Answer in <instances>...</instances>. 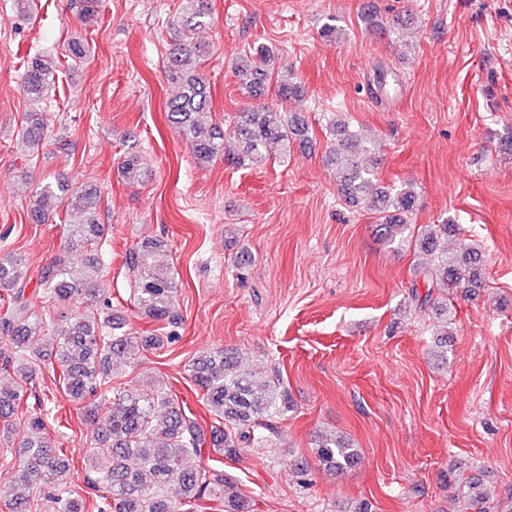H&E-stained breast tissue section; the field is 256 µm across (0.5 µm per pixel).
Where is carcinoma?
<instances>
[{
  "instance_id": "cac0c4a2",
  "label": "carcinoma",
  "mask_w": 512,
  "mask_h": 512,
  "mask_svg": "<svg viewBox=\"0 0 512 512\" xmlns=\"http://www.w3.org/2000/svg\"><path fill=\"white\" fill-rule=\"evenodd\" d=\"M181 13V40L172 49L168 70L179 91L168 102L167 118L182 131L195 162L222 158L239 167H261L271 159L272 148H278L279 158L284 159L293 141L310 142L304 120L265 105L237 113L225 131L206 123L209 91L199 68L207 51L190 37L205 23V0H182ZM55 70L51 62H32L24 76L30 102L49 95ZM234 70L249 93L256 97L270 93L281 106L304 95V86L275 66L273 52L264 45L249 56L237 57ZM27 119L22 144L37 145L44 125L32 112ZM334 127L332 163L347 203L364 204L387 243L415 239L419 251L430 257V266L416 267L408 287L411 302L421 313L431 308L448 314L449 290L468 296L482 286L479 250L465 244L457 254L448 255V237L463 233L458 224L445 220L413 227L410 217L418 201L414 188L377 185L378 160L370 147L362 145L360 134L342 115H337ZM143 165L140 154L128 151L121 169L135 178ZM32 198L31 216L40 224L52 220L46 200L53 198L65 208L66 245L39 277L43 296L62 309V319L46 321L40 305L26 296L31 280L26 260L15 251H1L0 297H7L9 305L0 314V373L12 376V385L0 387V446L21 448L24 461L13 485L0 494V512H32L38 494L43 495L48 512H84L83 500L72 488L70 461L42 414L29 415L21 425L14 419L41 366L48 364L71 401L82 404L85 415L95 421L88 458L94 477L88 484L98 500V512H198L205 497L221 501L223 512H255V501L236 482L201 464L202 449L235 456L243 448L268 443L274 434L269 420L288 410L279 379H258L228 349L194 358L188 365L191 381L216 416L207 434L186 418L170 393L160 389L135 393L116 386L133 356L161 349L176 336L177 287L171 273L152 262L160 242L146 239L129 254L130 264L141 270L134 304L157 324L155 333L136 336L129 320L112 311V298L99 279L97 251L108 225L96 217V194L79 186L55 188L46 183L36 188ZM77 297L92 306L85 311L71 309ZM314 454L320 466L333 471L352 467L360 458L359 449L342 437L319 440ZM460 485L467 488V512H490L479 478L462 480Z\"/></svg>"
}]
</instances>
